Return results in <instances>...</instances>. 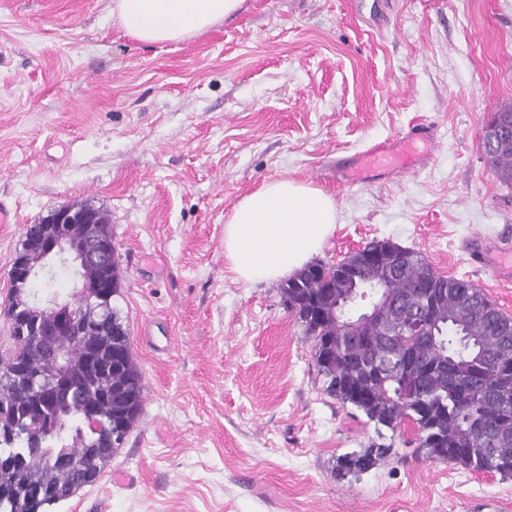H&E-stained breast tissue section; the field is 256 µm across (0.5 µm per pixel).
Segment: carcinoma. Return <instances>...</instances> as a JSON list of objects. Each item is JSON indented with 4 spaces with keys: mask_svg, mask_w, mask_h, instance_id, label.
<instances>
[{
    "mask_svg": "<svg viewBox=\"0 0 512 512\" xmlns=\"http://www.w3.org/2000/svg\"><path fill=\"white\" fill-rule=\"evenodd\" d=\"M487 165L512 185V131ZM397 266L381 269L357 257L349 266L312 262L281 284L284 301L312 341L325 391L364 413L375 427L410 423L426 457L478 473L512 477V317L469 280L438 273L417 251L396 247ZM85 284L109 290L88 321L70 336L42 331V310L29 304L31 283L10 282L4 316L10 347L0 353V495L11 512H51L79 490L95 485L118 449L113 430L129 433L142 411V376L133 360L129 329L114 307L120 295L119 257L112 277L96 270ZM391 298L382 330L412 312L430 309V336H374L342 331L333 308L349 312L372 300L373 285ZM106 332L97 365L85 362L76 334ZM74 361L64 395L33 393L35 373L57 372L55 350ZM388 448H367L338 458L346 473L370 470Z\"/></svg>",
    "mask_w": 512,
    "mask_h": 512,
    "instance_id": "carcinoma-1",
    "label": "carcinoma"
}]
</instances>
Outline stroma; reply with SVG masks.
Wrapping results in <instances>:
<instances>
[{
	"instance_id": "stroma-1",
	"label": "stroma",
	"mask_w": 512,
	"mask_h": 512,
	"mask_svg": "<svg viewBox=\"0 0 512 512\" xmlns=\"http://www.w3.org/2000/svg\"><path fill=\"white\" fill-rule=\"evenodd\" d=\"M112 0H0V308L26 225L66 204L110 220L116 305L143 411L99 482L56 512H512V479L432 461L326 393L279 284L224 259L243 197L288 177L329 194L317 259L390 240L512 316V280L466 248L512 238V186L482 131L512 105V0H244L177 44L113 24ZM433 129L426 163L346 184L340 158ZM390 447L339 476L340 456Z\"/></svg>"
}]
</instances>
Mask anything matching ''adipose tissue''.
Masks as SVG:
<instances>
[{
  "mask_svg": "<svg viewBox=\"0 0 512 512\" xmlns=\"http://www.w3.org/2000/svg\"><path fill=\"white\" fill-rule=\"evenodd\" d=\"M243 0H112V18L148 45L180 43L236 14ZM337 221L322 190L288 179L245 196L224 224V258L238 280L278 283L306 267Z\"/></svg>",
  "mask_w": 512,
  "mask_h": 512,
  "instance_id": "obj_1",
  "label": "adipose tissue"
}]
</instances>
